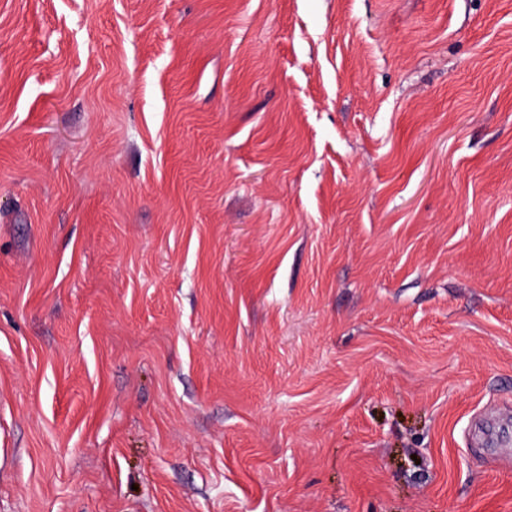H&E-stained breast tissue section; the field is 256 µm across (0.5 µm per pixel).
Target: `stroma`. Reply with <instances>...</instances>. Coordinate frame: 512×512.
<instances>
[{"mask_svg": "<svg viewBox=\"0 0 512 512\" xmlns=\"http://www.w3.org/2000/svg\"><path fill=\"white\" fill-rule=\"evenodd\" d=\"M512 0H0V512H512Z\"/></svg>", "mask_w": 512, "mask_h": 512, "instance_id": "obj_1", "label": "stroma"}]
</instances>
